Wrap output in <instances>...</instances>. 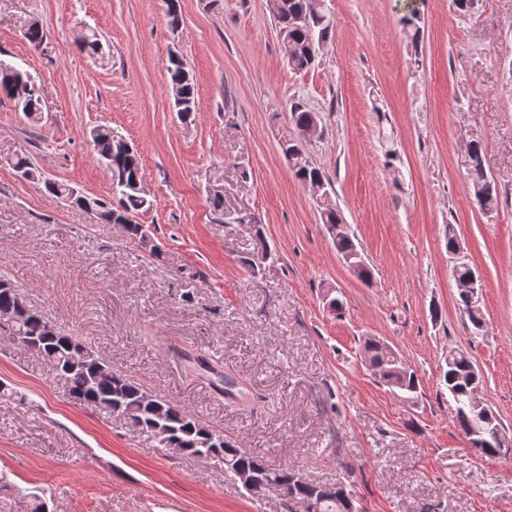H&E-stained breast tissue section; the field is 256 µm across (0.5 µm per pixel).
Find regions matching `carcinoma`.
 I'll use <instances>...</instances> for the list:
<instances>
[{"mask_svg":"<svg viewBox=\"0 0 512 512\" xmlns=\"http://www.w3.org/2000/svg\"><path fill=\"white\" fill-rule=\"evenodd\" d=\"M285 7L274 14L275 26L289 65L296 71H308L315 66L320 49L330 38L334 23L325 10L324 0H284ZM79 41L88 55L96 61H105L106 52L99 35L89 30ZM173 92L174 107L183 117L195 112L196 85L180 57H168L165 66ZM14 102L26 115L41 109L40 87L30 74L0 60V97ZM292 131L282 133L281 151L289 168L302 183L323 182L333 189L329 177L309 160L308 141L301 130L315 121L319 113L296 103L290 109ZM94 149L100 160L112 173L113 192L117 203L84 196L78 208L95 213L104 224H121L127 232L145 239L146 229L132 220L136 214L151 208L152 201L142 191L144 171L140 157L133 148L118 151L115 136L107 128L93 132ZM472 189L477 204L489 210L498 202L492 182L482 165V144L469 143ZM323 223L335 229L333 240L342 253L354 243L346 231L345 222L335 201L328 197L319 204ZM459 304L474 330H481L484 318L481 308L471 306L464 293H459ZM0 336L23 348L31 356L47 362L57 376L65 381L70 397L79 404L95 407L107 417H121L133 427L153 439L156 447L173 455L194 456L214 460L224 465L231 475L237 470H248L259 478L246 488L251 496H259L276 487L294 512V500L318 503L317 512H359L353 492L344 483L330 489L308 481L295 465H272L258 453H247L224 438V434L198 420L186 408L166 398L152 395L133 379L112 371L99 354L79 338L60 332L37 312L28 308L17 287H0ZM365 359L372 370L380 374V381L394 391L407 396L417 393L419 380L414 371L400 358L389 357L368 338L363 343ZM470 358L448 352L445 366L440 368V385L448 391L454 404V423L463 434L473 428L479 431L475 449L488 456L498 455V430L502 424L493 410L482 418L467 410L469 386L467 375ZM48 504L38 493L23 495V512H47Z\"/></svg>","mask_w":512,"mask_h":512,"instance_id":"cac0c4a2","label":"carcinoma"}]
</instances>
